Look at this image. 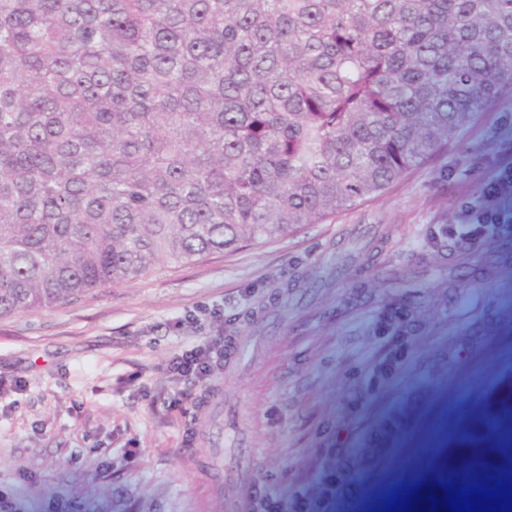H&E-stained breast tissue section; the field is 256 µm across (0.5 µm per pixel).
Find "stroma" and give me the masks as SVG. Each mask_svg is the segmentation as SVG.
I'll return each instance as SVG.
<instances>
[{
    "mask_svg": "<svg viewBox=\"0 0 512 512\" xmlns=\"http://www.w3.org/2000/svg\"><path fill=\"white\" fill-rule=\"evenodd\" d=\"M490 214L499 232L448 241ZM406 302L400 375L364 385L383 309ZM242 344L204 381L172 359ZM471 336L512 338V90L433 163L323 224L169 264L54 310L0 317V512H357L369 496L444 495L437 415L512 404V375Z\"/></svg>",
    "mask_w": 512,
    "mask_h": 512,
    "instance_id": "1",
    "label": "stroma"
}]
</instances>
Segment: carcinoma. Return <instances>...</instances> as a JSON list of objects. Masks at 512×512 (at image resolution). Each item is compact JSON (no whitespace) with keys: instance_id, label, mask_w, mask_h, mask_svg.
Masks as SVG:
<instances>
[{"instance_id":"1","label":"carcinoma","mask_w":512,"mask_h":512,"mask_svg":"<svg viewBox=\"0 0 512 512\" xmlns=\"http://www.w3.org/2000/svg\"><path fill=\"white\" fill-rule=\"evenodd\" d=\"M506 88L512 0H0V317L321 224Z\"/></svg>"}]
</instances>
